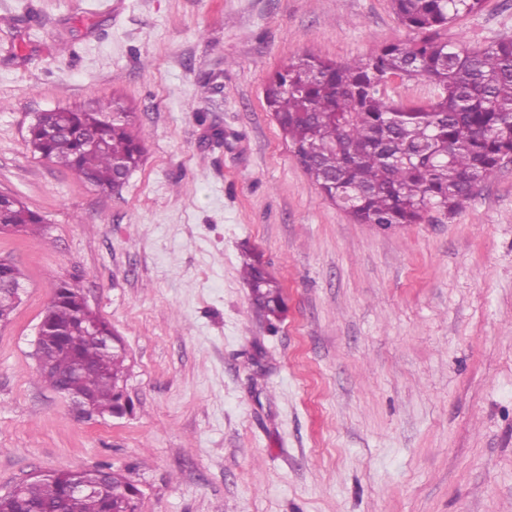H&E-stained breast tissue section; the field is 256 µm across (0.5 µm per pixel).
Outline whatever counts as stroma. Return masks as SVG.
<instances>
[{"label": "stroma", "mask_w": 512, "mask_h": 512, "mask_svg": "<svg viewBox=\"0 0 512 512\" xmlns=\"http://www.w3.org/2000/svg\"><path fill=\"white\" fill-rule=\"evenodd\" d=\"M512 37V0L449 26ZM390 0H0V233L25 274L0 325V495L97 464L139 512H512V165L466 208L354 223L297 164L264 87L289 59L410 39ZM120 100L140 167L102 193L26 145L39 113ZM283 289L277 332L240 276ZM129 353L120 418H86L34 356L54 286ZM0 231L35 234L45 224L43 216L31 210L20 198L6 195L0 202Z\"/></svg>", "instance_id": "35a3bbf8"}]
</instances>
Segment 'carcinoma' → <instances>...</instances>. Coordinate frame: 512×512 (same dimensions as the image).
<instances>
[{
	"label": "carcinoma",
	"mask_w": 512,
	"mask_h": 512,
	"mask_svg": "<svg viewBox=\"0 0 512 512\" xmlns=\"http://www.w3.org/2000/svg\"><path fill=\"white\" fill-rule=\"evenodd\" d=\"M390 2L416 37L341 62L304 54L277 71L265 92L294 157L323 197L355 222L380 229L417 224L430 210L457 213L512 161V38L474 49L442 37L459 18L479 13L484 0ZM393 79L425 80L435 95L426 102L396 100L388 92ZM133 127V113L117 103L94 111L54 109L37 115L27 143L40 158L114 192L122 188L115 164L131 173L143 159L144 138ZM42 224L43 216L20 198L0 199V231L35 234ZM243 274L268 329L276 331L285 312L280 285L257 263H244ZM17 303L14 288L1 284L0 321L10 320ZM79 313L72 286L59 283L45 310L43 342L64 335ZM95 331L75 348L51 351L39 374L53 390L85 398L103 415L121 398L126 350L102 344L112 331L103 319ZM79 358L97 370L67 378ZM94 471L111 474L112 486L68 494L69 482ZM135 490L120 473L94 466L33 479L17 495L1 496L0 512H138Z\"/></svg>",
	"instance_id": "carcinoma-1"
}]
</instances>
